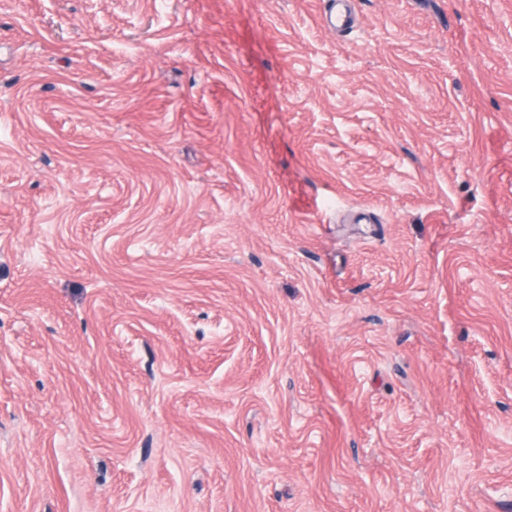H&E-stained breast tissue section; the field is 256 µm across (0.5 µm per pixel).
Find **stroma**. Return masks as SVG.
<instances>
[{
	"mask_svg": "<svg viewBox=\"0 0 512 512\" xmlns=\"http://www.w3.org/2000/svg\"><path fill=\"white\" fill-rule=\"evenodd\" d=\"M0 512H512V0H0Z\"/></svg>",
	"mask_w": 512,
	"mask_h": 512,
	"instance_id": "obj_1",
	"label": "stroma"
}]
</instances>
